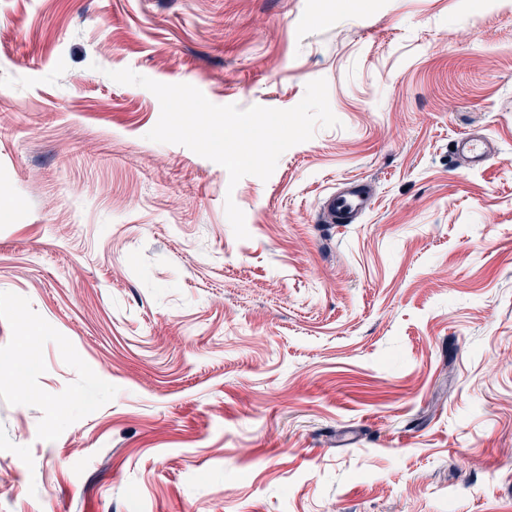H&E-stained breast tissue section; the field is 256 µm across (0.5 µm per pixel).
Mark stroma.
<instances>
[{
  "instance_id": "35a3bbf8",
  "label": "stroma",
  "mask_w": 512,
  "mask_h": 512,
  "mask_svg": "<svg viewBox=\"0 0 512 512\" xmlns=\"http://www.w3.org/2000/svg\"><path fill=\"white\" fill-rule=\"evenodd\" d=\"M124 68L340 124L233 186ZM0 100V512H512V0H0ZM497 152L494 141L485 136H464L455 143L454 155L472 167L485 166ZM371 201L369 188L360 182H348L344 188L329 195L324 216L329 224H352L367 212Z\"/></svg>"
}]
</instances>
